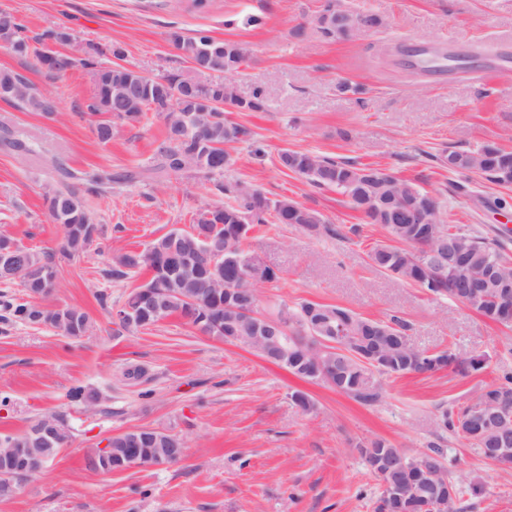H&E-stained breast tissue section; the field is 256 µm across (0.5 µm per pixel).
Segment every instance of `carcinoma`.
<instances>
[{
	"label": "carcinoma",
	"mask_w": 512,
	"mask_h": 512,
	"mask_svg": "<svg viewBox=\"0 0 512 512\" xmlns=\"http://www.w3.org/2000/svg\"><path fill=\"white\" fill-rule=\"evenodd\" d=\"M345 11L362 19L369 29L385 26L383 17L370 10L347 7ZM315 27L327 38L356 36L347 23L331 29L319 20ZM1 31L11 32L17 43V55L34 56L37 66L58 78L66 76L77 62L93 72L96 90L86 115L98 117L94 133L101 143L112 141L117 124L141 123L149 120L151 113L162 119L165 126V138L157 150L155 163L142 172L114 173L105 168L74 171L63 160H53L57 186L47 193L45 201L50 217L63 226L64 240L57 249L24 251V266L18 269L5 272L0 268L1 282L19 279L23 288L33 292L30 299L3 301L12 321L21 325H50L59 335L76 339L91 329L88 314L77 307L49 310L37 304L35 299L46 295L45 285L39 278L27 277L26 269L44 272L55 281L63 263L85 254L95 242L93 234H102L95 230L86 198L99 196L114 184L145 178L161 180L185 173L224 175V170L234 163L237 145L252 141L254 134L248 126L227 119L224 109L202 111L203 101L222 97L234 112H261L265 101L260 91L242 98L224 85V74L238 73L247 65L250 56L247 45L215 38L206 31L190 37L174 33L171 40L192 65L200 64L218 74V78L199 86L190 95L184 90L183 74L170 73L164 77L165 83L150 84L140 102L135 101L127 86L140 90L146 76L116 63L105 66L94 55L78 61L57 51L56 60L52 61L22 35L21 24L10 26L0 16ZM0 99L25 111L48 115L54 109L52 100L41 94L20 71H0ZM0 145L18 153L30 151L6 127L0 135ZM278 160L284 169L316 186L336 188L364 215L367 223L383 227L391 244L375 246L369 252L371 262L380 270L425 288L433 295L456 300L464 292L460 288L461 278L471 273L487 276L469 306L486 319L499 322L502 303L507 299L512 301V288L502 287L503 282H512V260L505 241L481 236L461 224L444 223L439 197L398 178L389 168L288 149L278 153ZM437 160L449 172L465 178L477 173L496 184H512V150L494 144L474 151L450 150ZM214 189L224 196V204L200 211L187 230L172 229L154 239L143 251H127L116 256L106 276L121 281L148 272L149 278L127 293L124 305L136 306L146 294L154 301L166 302L164 317L176 315L202 334L225 342L229 336L250 335L245 325H236L234 331L228 329L232 323L231 298L237 289L245 286L242 273L244 260L250 256L244 246L248 233L273 224H297L317 234H335L337 230L317 212L292 200H273L251 183L217 181ZM442 238L447 239L457 260L456 269L448 270L446 275L433 265L421 264L419 257ZM226 247L231 251L217 260V267H210L209 254L224 252ZM315 307L325 319L319 326L308 324ZM285 313L288 325L284 331L282 365L301 379L326 385L323 369L327 362H334L336 375L332 387L365 405L380 401L382 376H405L447 367L468 374L484 370L488 362L484 354L465 356L451 348L433 354L422 351L412 343L407 325L399 319H369L349 308L313 302H302L295 307L278 304L274 316L280 318ZM340 326L347 327V335L336 338L340 347L334 352L319 349V338L335 335ZM480 401L512 416V375L506 374L501 381L481 388L471 403L442 411L439 427L468 441L484 460L511 466L512 454L495 459L487 456L485 449L500 447L505 438L512 446V422L490 420L480 427H469L472 404ZM34 429L32 425L21 433L3 437L7 446L31 450L25 464L20 466L23 480L32 471L41 472L51 458L31 440ZM170 445L169 436L161 432L126 431L112 437V454L108 457L102 456L101 449H93L88 466L103 472H120L130 467L129 458L136 457L140 467L148 469L155 458L169 451ZM360 452L379 482L375 512H463L465 490L446 475L449 461L438 446L433 444L420 454V460L432 464L438 473L433 487L422 485L418 462L408 460L406 453L384 440L373 441L360 448ZM389 485L403 489L401 498L389 497Z\"/></svg>",
	"instance_id": "cac0c4a2"
}]
</instances>
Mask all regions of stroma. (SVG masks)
<instances>
[{"instance_id": "stroma-1", "label": "stroma", "mask_w": 512, "mask_h": 512, "mask_svg": "<svg viewBox=\"0 0 512 512\" xmlns=\"http://www.w3.org/2000/svg\"><path fill=\"white\" fill-rule=\"evenodd\" d=\"M322 2L0 0V14L15 18L30 37L65 28L71 36L65 49L76 54L121 47L117 61L149 77L178 70L212 80L180 56L171 33L205 29L247 44L251 60L230 81L245 98L262 90L265 109L231 113L255 137L238 146L225 179L253 183L272 199L291 198L341 230L313 235L280 224L249 233L246 248L280 276L261 287V310L272 311L281 300L313 301L372 319L397 317L419 349L484 354L487 367L470 375L443 369L384 376L380 402L368 406L175 317L148 330H121L112 311L137 281L105 278L113 256L189 228L200 208L224 197L211 181L193 176L116 186L87 200L103 228L100 249L63 264L57 287L39 300L49 308H82L91 333L66 339L48 326L0 321V397L10 399L0 408V434L23 432L51 414L71 426L61 452L34 478L18 482L15 494L0 500V512H374L377 480L359 447L379 439L410 456L440 445L452 460V477L479 489L465 497V512H512V468L487 464L466 441L436 427L442 410L466 404L512 372V327L373 267L368 252L387 243L384 229L366 223L336 189L314 186L278 162L288 148L388 167L435 192L458 223L490 237L499 230L512 235V187L475 177L468 194H455L454 175L435 160L445 150L486 144L512 150V0H343L386 21L352 40L324 37L314 27ZM256 17L261 25H253ZM443 39L449 52L474 59L444 86L416 77L387 52L395 44ZM30 63L0 48V70L27 71L58 113L47 117L0 100V127L33 147L28 155L0 150V234L51 249L63 237L44 200L56 184L52 160L79 170H144L154 163L164 123L123 125L110 143H100L90 122L76 116L94 94L91 73L77 67L58 79ZM344 81L362 86V93L337 91ZM497 197L508 208L494 207ZM134 367L144 376L126 378ZM75 386L97 392L98 403L71 400ZM297 391L313 401V411L293 401ZM145 428L182 437L186 457L122 472L88 466L89 449Z\"/></svg>"}]
</instances>
